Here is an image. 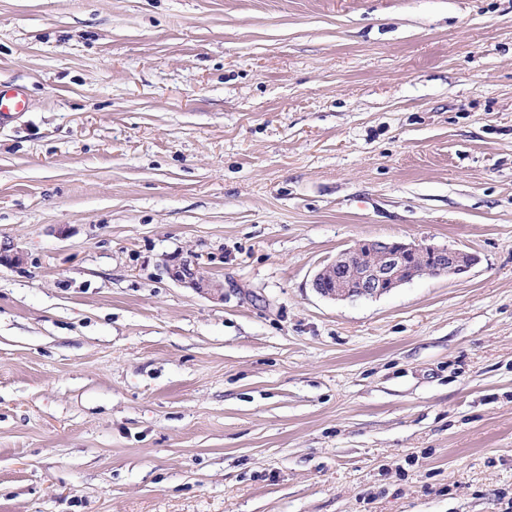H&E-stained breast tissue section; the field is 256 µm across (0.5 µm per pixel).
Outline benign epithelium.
<instances>
[{"instance_id": "obj_1", "label": "benign epithelium", "mask_w": 512, "mask_h": 512, "mask_svg": "<svg viewBox=\"0 0 512 512\" xmlns=\"http://www.w3.org/2000/svg\"><path fill=\"white\" fill-rule=\"evenodd\" d=\"M471 254L432 244L365 240L341 252L320 269L312 280L314 290L332 300L373 298L408 282L413 263L421 260L423 270L433 276L459 275L474 261ZM169 276L187 283L204 295L224 297V284L198 272L189 274L182 264L167 267Z\"/></svg>"}]
</instances>
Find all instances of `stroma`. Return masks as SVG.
<instances>
[{
    "mask_svg": "<svg viewBox=\"0 0 512 512\" xmlns=\"http://www.w3.org/2000/svg\"><path fill=\"white\" fill-rule=\"evenodd\" d=\"M0 83V512H503L512 0H0ZM29 109L28 94L22 86L0 84V123ZM471 256L459 249L432 244L365 240L341 252L320 269L312 287L322 297L332 300L373 298L409 282L405 276L412 272L418 259L424 272L431 276L459 275L474 264ZM349 278L357 284L354 288L345 287L344 282ZM186 268L187 267L184 266L183 264H177L168 266L166 270L169 276L175 281L187 283L192 288H195L197 291L204 295H208L210 297L217 296L219 298H223V283L198 273L196 269L194 274L191 275L187 272Z\"/></svg>",
    "mask_w": 512,
    "mask_h": 512,
    "instance_id": "35a3bbf8",
    "label": "stroma"
}]
</instances>
